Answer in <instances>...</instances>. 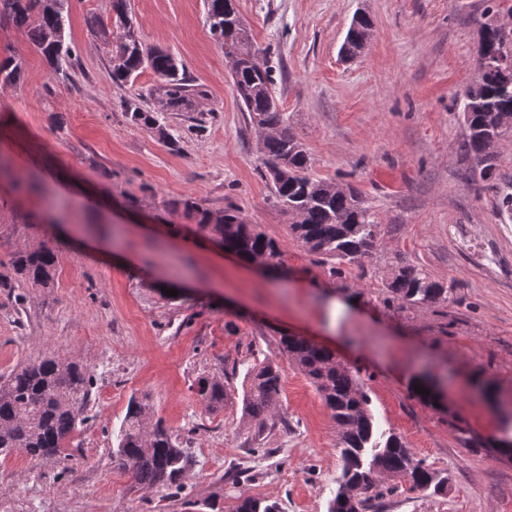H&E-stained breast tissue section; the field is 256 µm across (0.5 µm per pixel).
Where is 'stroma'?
<instances>
[{"instance_id": "stroma-1", "label": "stroma", "mask_w": 512, "mask_h": 512, "mask_svg": "<svg viewBox=\"0 0 512 512\" xmlns=\"http://www.w3.org/2000/svg\"><path fill=\"white\" fill-rule=\"evenodd\" d=\"M140 37L169 49L205 98L171 112L177 146L136 125L123 102L158 82L144 70L113 84L111 0H69L67 73L0 22V59L22 82L0 86V274L19 250L57 255L53 287L0 290V376L42 353L93 377L67 461L0 457V512H233L238 497L284 512H328L341 472L339 429L309 379L281 360L278 408L288 426L247 443L241 403L207 412L203 375L248 370L281 335L335 350L358 371L380 430L400 435L448 479L442 492L402 491L383 512H512V137L491 179L470 180L463 95L475 79L483 23L497 0H236L275 68L274 92L315 176L354 186L379 225L370 262L333 275L294 239L259 173V136L240 109L205 0H130ZM373 22L364 51L342 59L353 20ZM239 209L279 245L284 268L257 271L199 237L183 204ZM400 264L448 285L445 302L385 303ZM428 378L434 409L411 395ZM152 418L192 429L194 464L179 489L145 490L115 455L131 397Z\"/></svg>"}]
</instances>
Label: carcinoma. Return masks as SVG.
Segmentation results:
<instances>
[{
    "label": "carcinoma",
    "mask_w": 512,
    "mask_h": 512,
    "mask_svg": "<svg viewBox=\"0 0 512 512\" xmlns=\"http://www.w3.org/2000/svg\"><path fill=\"white\" fill-rule=\"evenodd\" d=\"M207 22L212 34L224 45V54L237 58L231 78L243 111L251 123L269 131L260 143V172L271 184L282 210L293 218L290 230L308 252L334 265H358L372 258L379 247V224L359 194L333 189V182L311 173V158L288 125L273 95V70L239 56V45L249 32L243 21L226 11L225 0H206ZM115 23L123 34L115 45V83L125 85L149 68L160 81L148 95L124 101L131 122L154 130L165 144L174 145L164 119L167 112H183L206 91L188 77L181 59L167 50L151 49L134 31L130 0H112ZM15 23L60 73L73 67V50L66 43L69 23L68 0H0V20ZM372 29L369 19L348 30V53L364 47L363 31ZM485 54L512 77V31L492 30ZM22 70L11 59L0 61V82L15 85ZM499 75L477 73L466 89L463 119L466 135L462 150L475 155L483 150L485 138L512 131L500 128V119L512 117V94L502 91ZM185 211L199 216L198 231L218 240L224 249L251 264L276 269L283 264L277 243L247 224L238 210L229 208L214 218L196 203H184ZM12 269L22 281L49 288L55 276V254L42 247L14 255ZM391 302L402 306L436 304L448 300L449 288L421 267L403 265L384 278ZM279 352L316 387L325 406L340 428L341 472L338 488L328 512H378L382 500L407 488L412 492H439L447 478L426 459L417 456L397 435L378 432L370 412V400L357 372L342 364L336 354L303 336L284 335ZM282 373L279 361L270 358L254 365L247 374L242 394L244 417L256 423L255 435L276 423H287L278 411ZM92 377L75 361L42 354L0 377V456L23 452L32 459L64 452L79 423L90 396ZM199 394L209 412L224 408L236 397L235 388L221 376H201ZM150 405L129 400L116 453L128 466L137 483L146 490L182 488L191 466L190 438L175 433L161 422L151 423ZM235 512H282L277 501L251 497L239 499Z\"/></svg>",
    "instance_id": "obj_1"
}]
</instances>
